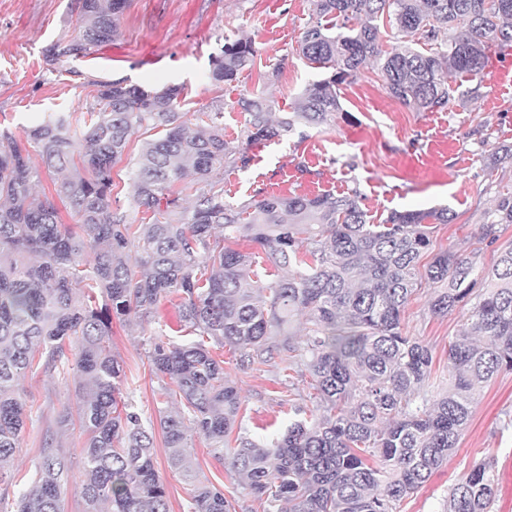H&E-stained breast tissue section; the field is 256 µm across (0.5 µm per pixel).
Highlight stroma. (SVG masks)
<instances>
[{"mask_svg":"<svg viewBox=\"0 0 512 512\" xmlns=\"http://www.w3.org/2000/svg\"><path fill=\"white\" fill-rule=\"evenodd\" d=\"M312 9V0H132L112 46L50 66L45 62L48 46L74 31L72 0H0V124L17 133L46 112H84L91 96L79 80L83 74L155 88L181 84L182 119L188 124H196L198 110L211 102L224 105V139L233 155L224 165L225 201L240 204L260 188L286 196L339 195L354 189L374 224L393 210L445 207L455 219L436 225L432 250L422 263L451 249L478 254L481 266H490L498 249L512 243V224L504 225L496 243L479 240L495 198L512 192V48H491L478 99L456 98L446 110L417 112L390 97L377 70L368 66L342 86V110L334 122L248 142L246 116L238 105L243 95L266 96L276 112H290L305 89L326 75L297 51ZM242 37L255 44L256 66L232 83L213 86L208 79L212 56L225 42ZM271 71L276 79H268ZM148 138L142 130L133 134L126 154L112 168V198L135 224L143 215L130 206L129 171ZM242 156L247 159L243 166L238 163ZM433 294V287L425 285L412 296L402 328L431 349L432 391L437 394L448 387V348L464 333L468 311L434 315L429 310ZM161 328L170 340H180L177 297L162 298L149 319L112 325V352L124 370L122 392L145 419H157L168 401L165 381L153 372L147 356L149 340ZM215 356L241 394L242 427L251 436L282 432L292 400L307 418L320 416L307 380L291 385L275 367L241 365L238 351L229 345ZM19 388L28 419L11 462L13 472L32 474L44 442H51L69 461L61 512H88L80 494L84 437L76 386L41 371L22 379ZM510 457L512 370L500 372L484 387L447 462L403 503L402 512H442L449 489L482 460L497 471L492 512H503L512 502V487L500 468ZM189 461L195 482L223 489L231 512H266V503L213 458L202 436H193ZM154 468L166 487L170 512H185L195 482L170 468L160 438Z\"/></svg>","mask_w":512,"mask_h":512,"instance_id":"obj_1","label":"stroma"}]
</instances>
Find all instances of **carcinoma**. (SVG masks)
<instances>
[{"instance_id": "obj_1", "label": "carcinoma", "mask_w": 512, "mask_h": 512, "mask_svg": "<svg viewBox=\"0 0 512 512\" xmlns=\"http://www.w3.org/2000/svg\"><path fill=\"white\" fill-rule=\"evenodd\" d=\"M129 0H76L78 32L46 49L54 65L116 41ZM391 45L380 42V23ZM424 42L430 51L413 45ZM512 47V0H313L299 53L328 75L308 88L295 111L271 120L261 96L241 106L251 142L299 125H321L342 111L340 86L371 62L387 92L418 112L448 108L451 83L481 96L491 46ZM252 40L224 44L209 78L231 83L256 65ZM93 102L81 117L53 112L18 135L0 130V483L19 445L27 403L18 389L30 372L53 371L90 385L81 401L85 434L80 493L91 512H170L153 463L155 426L123 400V368L112 355V321L147 318L175 293L191 339H152V371L170 380L181 411L159 425L170 467L192 481L189 441L198 434L227 461L250 492L288 512H398L400 504L448 459L470 419L477 392L512 370V244L491 268L476 255L436 254L424 281L416 266L429 250L430 225L448 224L446 208L392 211L372 224L359 195L282 196L259 189L241 205L224 201V109L200 112L204 124L180 121L182 86L161 89L124 79L89 82ZM163 134L142 145L130 176V198L149 221L132 224L112 208V167L142 128ZM40 157L37 164L32 154ZM63 174L54 191L43 175ZM205 184L191 206L176 184ZM79 219L62 221L57 202ZM512 224V193L501 194L480 239ZM246 232L285 279L264 288L252 254L228 241ZM435 288L439 316L469 307L468 327L448 350V392L429 394L431 350L401 327V313L421 283ZM305 317L299 341L293 324ZM206 337L240 351V362L307 368L322 409L294 417L267 441L239 436L224 455L241 399ZM69 466L44 448L30 482L17 489L15 512H61ZM491 465L475 464L449 491L443 512H491ZM224 490L195 488L188 512H229Z\"/></svg>"}]
</instances>
